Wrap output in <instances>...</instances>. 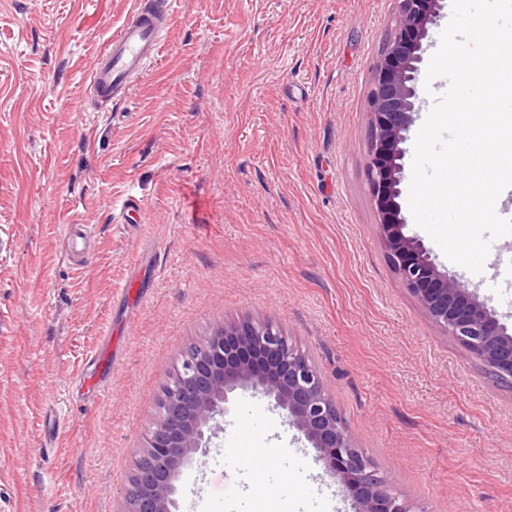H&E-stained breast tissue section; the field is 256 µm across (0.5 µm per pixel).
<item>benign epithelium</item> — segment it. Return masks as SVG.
<instances>
[{
    "instance_id": "1",
    "label": "benign epithelium",
    "mask_w": 512,
    "mask_h": 512,
    "mask_svg": "<svg viewBox=\"0 0 512 512\" xmlns=\"http://www.w3.org/2000/svg\"><path fill=\"white\" fill-rule=\"evenodd\" d=\"M395 2V26L374 66L369 95L368 181L379 238L393 271L429 319L474 354L490 378L512 385V326L440 268L423 240L409 233L402 212L404 144L418 112L429 31L441 18L443 0ZM238 388L274 401L318 449L355 512H414L355 445L321 370L271 318L218 324L187 349L164 388L123 512H172L177 473L208 448L206 433L219 428L229 393Z\"/></svg>"
}]
</instances>
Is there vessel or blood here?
<instances>
[{
  "label": "vessel or blood",
  "instance_id": "b4317fda",
  "mask_svg": "<svg viewBox=\"0 0 512 512\" xmlns=\"http://www.w3.org/2000/svg\"><path fill=\"white\" fill-rule=\"evenodd\" d=\"M169 22L167 0L154 10L135 4L128 18L108 38L89 74V85L98 99L108 101L126 93L131 79L145 74L148 64L161 52L160 32Z\"/></svg>",
  "mask_w": 512,
  "mask_h": 512
}]
</instances>
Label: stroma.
I'll return each instance as SVG.
<instances>
[{
    "mask_svg": "<svg viewBox=\"0 0 512 512\" xmlns=\"http://www.w3.org/2000/svg\"><path fill=\"white\" fill-rule=\"evenodd\" d=\"M135 2L0 0V512H122L185 350L269 316L416 512H512V388L427 317L376 228L368 99L395 0H172L158 59L98 101L87 76ZM432 253L512 316V235L478 275ZM106 336L94 399L79 377ZM228 407L174 512H352L267 398Z\"/></svg>",
    "mask_w": 512,
    "mask_h": 512,
    "instance_id": "35a3bbf8",
    "label": "stroma"
}]
</instances>
